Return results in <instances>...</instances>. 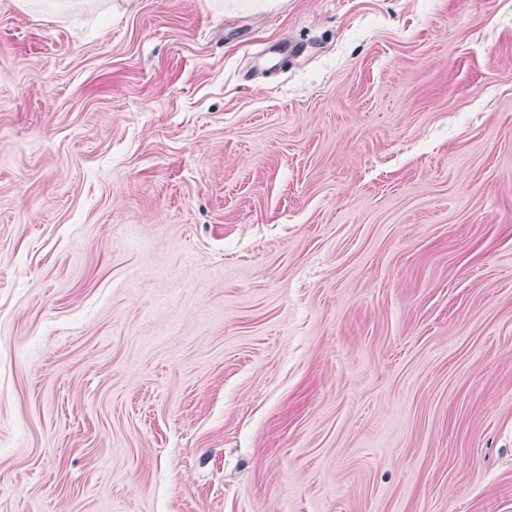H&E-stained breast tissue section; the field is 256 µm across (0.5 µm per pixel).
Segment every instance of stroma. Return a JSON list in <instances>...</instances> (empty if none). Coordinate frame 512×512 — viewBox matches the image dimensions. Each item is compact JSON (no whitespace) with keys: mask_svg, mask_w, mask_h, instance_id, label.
Segmentation results:
<instances>
[{"mask_svg":"<svg viewBox=\"0 0 512 512\" xmlns=\"http://www.w3.org/2000/svg\"><path fill=\"white\" fill-rule=\"evenodd\" d=\"M0 512H512V0H0ZM284 0H211L215 10L224 12H258L277 9Z\"/></svg>","mask_w":512,"mask_h":512,"instance_id":"obj_1","label":"stroma"}]
</instances>
